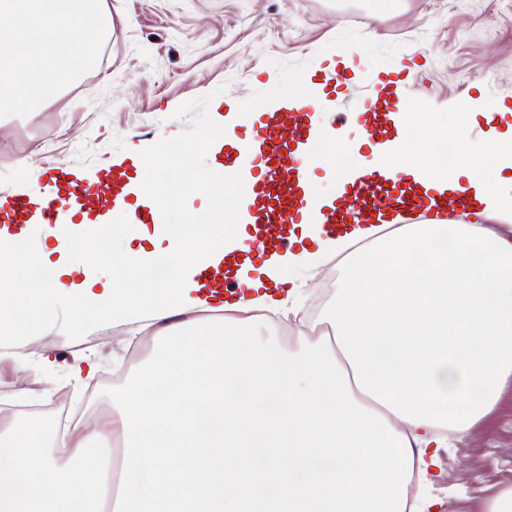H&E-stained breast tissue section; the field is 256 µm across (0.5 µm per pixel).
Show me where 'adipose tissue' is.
I'll use <instances>...</instances> for the list:
<instances>
[{"label": "adipose tissue", "mask_w": 512, "mask_h": 512, "mask_svg": "<svg viewBox=\"0 0 512 512\" xmlns=\"http://www.w3.org/2000/svg\"><path fill=\"white\" fill-rule=\"evenodd\" d=\"M456 139L448 169L408 154L399 135L372 163L422 194L465 190L477 223L409 224L393 211L383 225L329 233L320 219L334 198L311 181L299 248L257 268L241 263L234 275L248 290L230 299L198 277L245 248L224 182L247 180L219 165L203 179L182 170L183 196L203 194L208 206L164 225L162 249L131 248L142 231L122 226L128 248L78 266L82 225L51 239L33 237L29 223L0 228L7 335L75 334L90 318L153 330L116 414L50 435L29 424L0 430V512H434L429 496L407 507L408 475L430 480L449 436H469L512 380V123L489 127L478 151L467 130ZM133 160L126 190L153 206L166 186L158 157ZM345 252L331 335L287 348L265 322L233 319L299 314L298 271ZM34 264L48 285L33 287Z\"/></svg>", "instance_id": "obj_1"}]
</instances>
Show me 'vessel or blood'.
Instances as JSON below:
<instances>
[{"instance_id":"1","label":"vessel or blood","mask_w":512,"mask_h":512,"mask_svg":"<svg viewBox=\"0 0 512 512\" xmlns=\"http://www.w3.org/2000/svg\"><path fill=\"white\" fill-rule=\"evenodd\" d=\"M318 83L329 95H336L351 81L349 72L326 68L318 75ZM411 78L410 73L384 71L374 77L377 93L374 102L365 106L361 113L362 125L368 134L374 135L392 128L394 118L405 110L403 89ZM323 110L322 99L300 107L284 108L276 112H249L247 121L236 134L237 145L224 155L225 171H233L242 151L255 150V162L260 177L249 183L244 190H232V197L249 199V221L263 225L266 242L275 247L289 245L288 226L301 224L304 216L303 183L308 170L303 146L312 127V119ZM57 197L32 199L27 196L12 198L9 209L13 221L24 224L29 214H38L41 224L50 233H57L60 225L57 212L63 200L73 194L85 197L84 207L93 210L104 202L107 194H119L123 187L121 174L109 177L104 188L70 182L65 176H58ZM470 201L465 192L453 197L436 199L408 191L400 182L383 185L377 170L366 167L333 208L324 214V224L329 230H336L345 224L359 222L377 223L380 215L392 210L409 214H445L467 212ZM234 260H226L224 275H217L213 269H205L201 279L205 287L226 294L236 290L232 269Z\"/></svg>"}]
</instances>
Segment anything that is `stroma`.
Wrapping results in <instances>:
<instances>
[{"label":"stroma","instance_id":"obj_1","mask_svg":"<svg viewBox=\"0 0 512 512\" xmlns=\"http://www.w3.org/2000/svg\"><path fill=\"white\" fill-rule=\"evenodd\" d=\"M112 17L105 60L25 117L0 120V199L22 184L46 187L50 169L105 179L113 157L155 152L160 135L190 141L230 105L276 102L292 79L329 66L352 49L355 77L334 111L320 121L339 140L367 135L354 119L372 95L374 71L410 70L409 111L442 112L449 100L512 102V0H101ZM52 125L51 149L33 137ZM129 330L104 335L88 324L80 338L50 333L25 354L0 355V405L34 392L38 420L50 424L55 404L70 412L111 408L107 374L136 369L127 359ZM55 356L45 366V351ZM90 356L93 376L80 388L41 397L46 375L64 377L75 358ZM431 496L439 512H485L488 500L512 486V382L495 410L470 436L442 449Z\"/></svg>","mask_w":512,"mask_h":512}]
</instances>
